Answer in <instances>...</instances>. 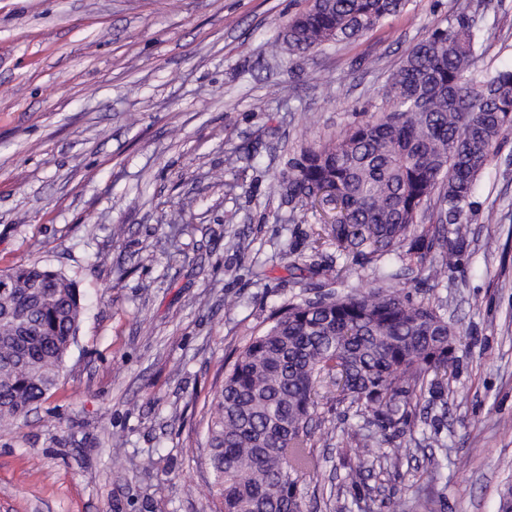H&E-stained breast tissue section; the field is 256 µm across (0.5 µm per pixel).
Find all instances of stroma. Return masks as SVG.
I'll use <instances>...</instances> for the list:
<instances>
[{"label":"stroma","mask_w":512,"mask_h":512,"mask_svg":"<svg viewBox=\"0 0 512 512\" xmlns=\"http://www.w3.org/2000/svg\"><path fill=\"white\" fill-rule=\"evenodd\" d=\"M309 3L0 0V270H59L86 305L54 395L0 425V512H212L204 430L224 363L276 309L317 298L312 269L336 254L312 244L325 215L288 203L282 180L389 111L392 73L435 27L475 20L478 69L512 67V0H409L365 36L289 52L280 32ZM462 224L439 279L351 259L332 284L439 306L456 362L443 396L387 441L367 416L322 405L304 512H499L512 488V134ZM362 434L399 462L353 488Z\"/></svg>","instance_id":"stroma-1"}]
</instances>
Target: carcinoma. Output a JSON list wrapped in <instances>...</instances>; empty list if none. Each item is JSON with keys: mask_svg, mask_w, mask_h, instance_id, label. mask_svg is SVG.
Segmentation results:
<instances>
[{"mask_svg": "<svg viewBox=\"0 0 512 512\" xmlns=\"http://www.w3.org/2000/svg\"><path fill=\"white\" fill-rule=\"evenodd\" d=\"M404 0H312L283 32L291 52L361 36ZM479 29L461 17L410 47L393 73L392 108L303 155L283 181L288 202L331 203L321 227L338 256L422 269L464 247L462 217L476 178L512 131V68H476ZM437 197V223L417 222ZM0 288V423L51 398L84 311L74 282L38 263ZM454 326L430 304L351 289L291 303L225 366L205 430L218 512H303L300 479L316 472L309 424L322 401L369 413L383 436L404 432L424 394H441ZM356 441L354 486L381 457Z\"/></svg>", "mask_w": 512, "mask_h": 512, "instance_id": "1", "label": "carcinoma"}]
</instances>
